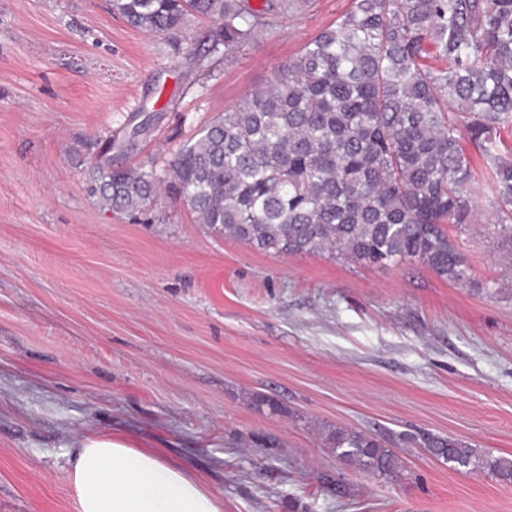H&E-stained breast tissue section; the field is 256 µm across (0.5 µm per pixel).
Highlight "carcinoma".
<instances>
[{
	"label": "carcinoma",
	"mask_w": 512,
	"mask_h": 512,
	"mask_svg": "<svg viewBox=\"0 0 512 512\" xmlns=\"http://www.w3.org/2000/svg\"><path fill=\"white\" fill-rule=\"evenodd\" d=\"M132 28L161 33L193 15L230 55L266 25L273 0H109ZM438 65L431 67L426 58ZM512 0H353L273 78L213 116L167 162L93 167L101 207L142 213L167 182L213 234L274 255L328 254L354 265L418 262L470 281L457 237L475 229L469 142L486 159L494 226L512 261ZM345 466L398 478L403 461L375 435L324 428ZM421 444L454 469L512 483V458L454 436Z\"/></svg>",
	"instance_id": "obj_1"
}]
</instances>
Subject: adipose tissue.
Returning <instances> with one entry per match:
<instances>
[{"mask_svg": "<svg viewBox=\"0 0 512 512\" xmlns=\"http://www.w3.org/2000/svg\"><path fill=\"white\" fill-rule=\"evenodd\" d=\"M64 478L75 512H223L201 481L126 436L83 438Z\"/></svg>", "mask_w": 512, "mask_h": 512, "instance_id": "1", "label": "adipose tissue"}]
</instances>
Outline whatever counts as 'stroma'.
Here are the masks:
<instances>
[{
  "instance_id": "obj_1",
  "label": "stroma",
  "mask_w": 512,
  "mask_h": 512,
  "mask_svg": "<svg viewBox=\"0 0 512 512\" xmlns=\"http://www.w3.org/2000/svg\"><path fill=\"white\" fill-rule=\"evenodd\" d=\"M351 6L288 0L231 56L202 58L206 20L148 35L107 0H0V512H73L63 469L92 432L162 452L224 512H512V486L412 441L512 454V272L491 193L460 242L472 281L454 284L419 263L269 255L170 194L133 218L89 191L101 159L164 171ZM321 425L387 439L402 478L348 469Z\"/></svg>"
}]
</instances>
